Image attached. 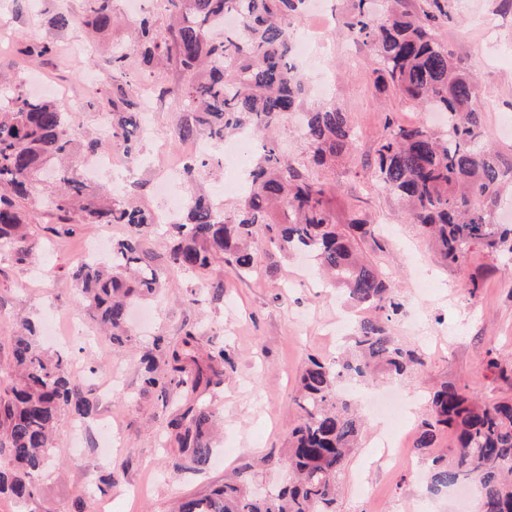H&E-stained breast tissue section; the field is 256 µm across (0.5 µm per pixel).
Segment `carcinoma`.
I'll use <instances>...</instances> for the list:
<instances>
[{
    "instance_id": "1",
    "label": "carcinoma",
    "mask_w": 512,
    "mask_h": 512,
    "mask_svg": "<svg viewBox=\"0 0 512 512\" xmlns=\"http://www.w3.org/2000/svg\"><path fill=\"white\" fill-rule=\"evenodd\" d=\"M79 16L59 12L49 26H85L105 32L114 23V0H85ZM372 0H352L349 36L376 55V87L401 92L448 124L436 134L419 126H396L379 143L376 184L402 200L410 223L433 238L443 260L458 264L473 249L512 258V224L493 220V207L512 179V163L489 146L483 112L473 100L472 77L453 59L430 22L444 13L431 0L422 15L405 9V0H384L382 21L371 17ZM305 0H165L169 22L160 28L151 18L136 26L128 51H111L112 92L90 104L108 119L112 143L139 158L140 84L128 72V59L154 73L161 66L178 70L177 89L158 84V95L177 98L181 118L174 135L180 141L206 136L222 142L229 133L253 135L275 129L290 112H304L307 157L292 163L273 143L257 151L248 174L250 190L238 203L215 210L210 198L191 195L182 219L163 225L170 268L207 272L218 260L239 276L255 269L250 243L258 236L288 250L307 251L343 288L363 316L350 336L347 353L309 358L295 403L297 424L288 431L284 454L263 463H288V478L263 495L251 490L252 466L206 495L182 499L175 512H336L339 475L357 447L361 419L341 391L347 380H366L377 371L396 376L425 365L416 350L392 335L390 323L404 304L372 262L359 255V242L373 231L364 221L333 222L329 197L333 186L312 166L327 167L353 157L356 132L349 113L334 104L303 111L306 81L295 61L296 28L289 22L304 14ZM85 135L53 101L17 94L0 107V253L22 261L36 246L20 202L39 189L40 174L59 163L55 179L61 192L46 199L57 222L46 227L68 235L78 224H124L128 234L112 244V261L84 260L72 274L78 305L94 317L115 349L133 342L127 327L131 302L156 297L163 288L143 247L142 229L157 225V213L112 200V191H88L79 160L95 152ZM221 163L216 155L187 162L190 180ZM10 341V361L0 365V493L27 501L38 492L48 449L61 416L83 417L95 406L85 381L73 371L68 354L40 350L37 328L25 322ZM143 390L164 399L171 387L186 393L183 410L168 422V442L177 449L174 467L195 472L209 465L214 413L201 399L221 367L231 363L220 348L202 356L193 330L178 343L162 336L143 356ZM452 430L450 458L432 459L428 486L439 491L473 484L480 493L478 512H512V399L483 400L444 382L430 398V412L419 426L416 448L435 447L438 433Z\"/></svg>"
}]
</instances>
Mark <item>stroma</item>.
<instances>
[{
    "label": "stroma",
    "instance_id": "stroma-1",
    "mask_svg": "<svg viewBox=\"0 0 512 512\" xmlns=\"http://www.w3.org/2000/svg\"><path fill=\"white\" fill-rule=\"evenodd\" d=\"M323 5L335 17L334 81L326 97L308 93L304 106L310 110L322 101L333 102L349 112L358 132L353 159L324 171L336 186L330 204L333 220L346 224L355 217L366 219L385 240L384 251L374 250L368 241L362 248L405 301L403 314L392 325L393 335L416 346L411 322L418 317L432 335L445 339L440 348L424 352L425 366L414 376L380 374L365 385V393L394 388L412 402L405 436L411 454L380 466L378 451L370 446L379 421L365 414L363 446L339 477L342 491L336 510L411 512L418 499L425 512H477V490L464 497L427 494L423 476L430 459L415 452L414 445L428 396L440 382L486 400L512 397V380L486 370L491 352L512 367V260L494 259L476 248L461 265L443 263L418 226L408 222L399 200L377 190L375 151L387 122L422 126L426 112L394 90L376 88L373 51L348 37L350 0H323ZM114 6L117 24L96 33L86 28L59 31L44 23L45 16L61 9L82 13L84 0H0V14L13 21L11 34L0 36V95L38 94L45 85L59 86L62 109L89 138H99L100 115L90 102L112 87V73L101 55L105 47H125L137 20L127 0H115ZM444 10L436 29L474 78L477 100L489 103L485 137L512 162V132L506 130L512 125V0H446ZM33 34L52 44L50 55H23ZM178 119L177 103L166 99L154 115L156 138L141 140L145 162L137 176L142 184L139 201L155 211L161 200L154 183L166 167L183 163L182 146L173 136ZM46 196L42 190L21 203L41 240L35 254L20 263L0 253V362L8 360L9 340L21 320L42 327L55 320L66 341L57 344L44 337L42 348L71 353L97 402L86 418L62 416L38 494L24 502L0 494V512H73L79 499L86 503V512H170L177 499L207 493L245 462L282 448L298 418L295 390L308 357L334 356L351 334L336 327L345 304L341 291L320 279L312 284L297 281L299 256L281 252L263 237L254 244L256 268L251 275L237 276L221 263L206 275L172 271L165 261L167 240L158 232L149 236L146 248L163 271L166 290L133 308V317L148 315L150 324L135 331L134 344L117 352L80 310L67 272L84 257L87 244L102 236L122 237L125 228L82 224L71 235L45 237L43 226L51 220ZM473 274L481 278L474 294L469 291ZM195 297L200 300L196 306L191 303ZM192 327L201 353L221 345L231 358L219 384L204 393L215 411L218 432L211 442L213 459L199 473L175 471L173 455L163 447L168 422L184 405L181 389L165 401L143 392L140 364L154 337L177 342ZM108 375L116 381L109 391L100 387ZM107 417L118 427L123 444L112 454L102 451L98 439V425Z\"/></svg>",
    "mask_w": 512,
    "mask_h": 512
}]
</instances>
